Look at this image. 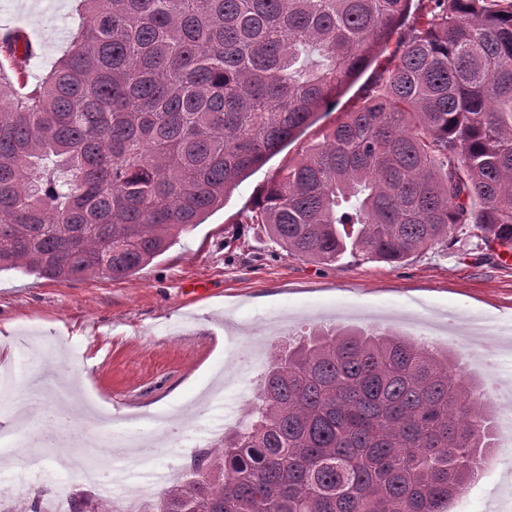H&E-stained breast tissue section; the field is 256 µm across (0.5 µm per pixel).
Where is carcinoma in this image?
<instances>
[{
    "instance_id": "obj_1",
    "label": "carcinoma",
    "mask_w": 512,
    "mask_h": 512,
    "mask_svg": "<svg viewBox=\"0 0 512 512\" xmlns=\"http://www.w3.org/2000/svg\"><path fill=\"white\" fill-rule=\"evenodd\" d=\"M81 0L32 89L0 42V273L136 275L395 30L390 68L247 216L287 255L512 250V0ZM483 385L397 332L278 340L241 423L142 512H448L493 448ZM73 512H115L74 497Z\"/></svg>"
}]
</instances>
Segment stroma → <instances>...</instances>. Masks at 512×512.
I'll return each instance as SVG.
<instances>
[{
	"label": "stroma",
	"instance_id": "35a3bbf8",
	"mask_svg": "<svg viewBox=\"0 0 512 512\" xmlns=\"http://www.w3.org/2000/svg\"><path fill=\"white\" fill-rule=\"evenodd\" d=\"M79 0H0V25L18 27L41 43L29 84L46 74L78 28ZM390 49L341 87L280 153L256 169L204 224L181 235L167 252L136 276L112 280L48 281L19 271L0 274V335L19 355L39 353L47 382L37 396L53 402V381H66L85 409L122 412L130 421L165 403L169 417L193 444L158 436L155 468L170 480L183 476L196 448L213 447L215 423L242 420L272 343L315 325L391 329L454 354L465 371L483 380L498 416L512 415V398L496 394L499 380L512 381V265L484 256L476 239L459 231L448 245L400 265L344 255L331 265L287 256L261 224L244 217L270 179L305 144L359 104L363 87L386 67ZM208 298L189 299L192 284ZM24 391L20 376L0 384V428L17 436L6 458L21 467L0 471L18 499L67 485L98 498L73 468L81 445L57 448L31 443L35 416L18 417ZM512 441L497 436L479 479L448 512H512Z\"/></svg>",
	"mask_w": 512,
	"mask_h": 512
}]
</instances>
